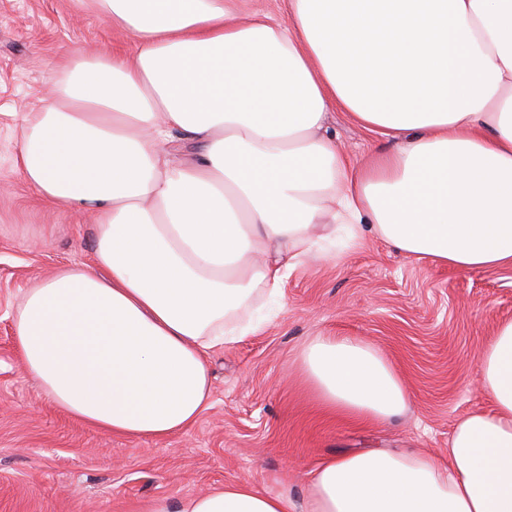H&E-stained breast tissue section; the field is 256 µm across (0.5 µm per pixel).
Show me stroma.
<instances>
[{
  "label": "stroma",
  "instance_id": "1",
  "mask_svg": "<svg viewBox=\"0 0 512 512\" xmlns=\"http://www.w3.org/2000/svg\"><path fill=\"white\" fill-rule=\"evenodd\" d=\"M130 48L78 0H0V512H147L241 480L299 500L307 471L337 453L447 456L456 419L485 404L478 358L495 325L512 319V268L431 266L375 236L337 240L334 260L294 270L258 332L210 353L211 406L168 438L118 437L74 419L25 372L15 307L58 268L91 262L96 229L91 215L45 202L24 180L21 117L39 111L65 56ZM328 132L357 157L392 147L340 111ZM318 335L376 346L407 383L409 411L387 423L327 413L297 370Z\"/></svg>",
  "mask_w": 512,
  "mask_h": 512
}]
</instances>
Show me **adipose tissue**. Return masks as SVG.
Segmentation results:
<instances>
[{"mask_svg": "<svg viewBox=\"0 0 512 512\" xmlns=\"http://www.w3.org/2000/svg\"><path fill=\"white\" fill-rule=\"evenodd\" d=\"M275 2L86 0L133 50L65 59L23 117L20 173L94 214L96 240L92 264L24 295L16 339L90 426L192 427L211 402L209 351L258 330L240 312L337 233L459 272L512 267V0ZM337 109L392 149L341 150ZM300 366L332 414L386 423L410 405L371 343L317 336ZM477 388L490 407L457 421L447 458L350 451L315 466L299 501L234 482L150 512H512V320Z\"/></svg>", "mask_w": 512, "mask_h": 512, "instance_id": "adipose-tissue-1", "label": "adipose tissue"}]
</instances>
